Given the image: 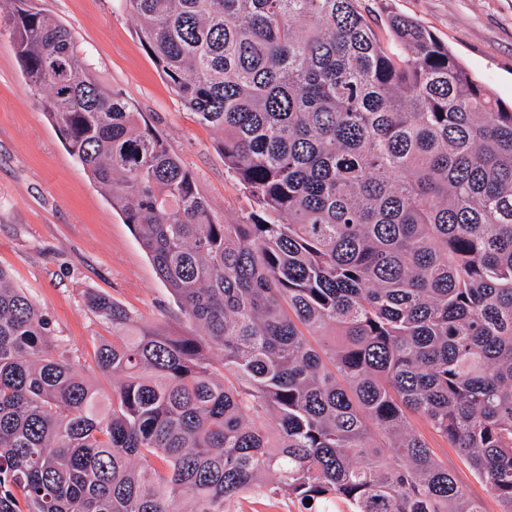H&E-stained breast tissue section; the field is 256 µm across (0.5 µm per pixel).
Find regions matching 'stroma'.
<instances>
[{"instance_id": "stroma-1", "label": "stroma", "mask_w": 512, "mask_h": 512, "mask_svg": "<svg viewBox=\"0 0 512 512\" xmlns=\"http://www.w3.org/2000/svg\"><path fill=\"white\" fill-rule=\"evenodd\" d=\"M93 55L100 79L121 90L149 119L170 150L194 173L200 193L225 222L252 210L224 167L217 135L199 125L141 44L120 0H34ZM364 18L388 42L391 15L413 19L448 46L473 79L512 105V0H358ZM0 268L49 313L59 349L78 356L102 394L112 382L95 362L104 329L83 301L105 293L145 324L171 323L173 298L130 225L69 154L41 99L25 89L8 34H0ZM437 461L484 512L498 507L449 441L413 416Z\"/></svg>"}]
</instances>
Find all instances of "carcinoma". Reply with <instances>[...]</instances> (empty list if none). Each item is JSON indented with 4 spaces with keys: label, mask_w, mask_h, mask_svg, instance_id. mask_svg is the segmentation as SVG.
Masks as SVG:
<instances>
[{
    "label": "carcinoma",
    "mask_w": 512,
    "mask_h": 512,
    "mask_svg": "<svg viewBox=\"0 0 512 512\" xmlns=\"http://www.w3.org/2000/svg\"><path fill=\"white\" fill-rule=\"evenodd\" d=\"M0 17L66 148L170 291L176 331L88 292L103 403L0 269V512H512V106L357 0H123L256 209L220 219L70 29ZM409 425L425 438L437 461L443 464L448 463V470L454 474L457 482L466 488L470 497L477 501L485 512H497L498 507L494 499L489 495L485 486L475 480L466 463L460 457L456 448H452L449 441L435 435L425 420L420 417L411 416ZM296 505L268 498L262 494L254 493L247 496L246 500H242L237 507V512H298Z\"/></svg>",
    "instance_id": "carcinoma-1"
}]
</instances>
